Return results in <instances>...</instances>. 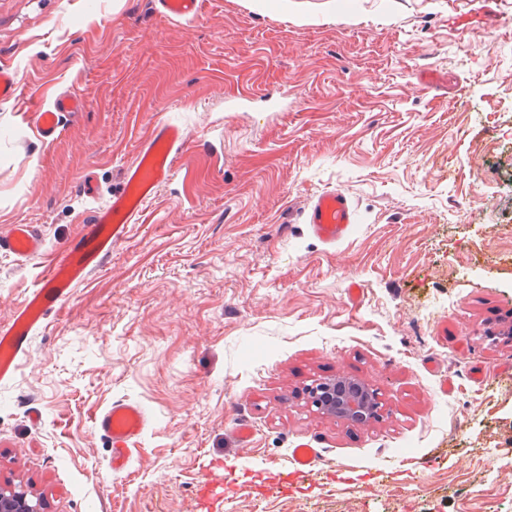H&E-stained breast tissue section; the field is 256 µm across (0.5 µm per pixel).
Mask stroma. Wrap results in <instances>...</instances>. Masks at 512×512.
Here are the masks:
<instances>
[{"instance_id": "stroma-1", "label": "stroma", "mask_w": 512, "mask_h": 512, "mask_svg": "<svg viewBox=\"0 0 512 512\" xmlns=\"http://www.w3.org/2000/svg\"><path fill=\"white\" fill-rule=\"evenodd\" d=\"M510 16L512 0H206L178 22L150 0H0L24 101L87 98L49 145L0 103V228L40 225L56 251L97 205L85 174L109 188L156 122L188 134L0 385V486L45 512H197L230 469L212 512H512ZM240 92L287 107L227 111ZM331 189L361 216L333 248L288 220ZM46 263L0 253V322ZM339 373L375 390L378 420L313 406ZM117 399L151 425L115 474L91 418ZM302 442L328 479L264 492Z\"/></svg>"}]
</instances>
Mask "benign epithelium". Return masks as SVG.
<instances>
[{"instance_id":"7a95c632","label":"benign epithelium","mask_w":512,"mask_h":512,"mask_svg":"<svg viewBox=\"0 0 512 512\" xmlns=\"http://www.w3.org/2000/svg\"><path fill=\"white\" fill-rule=\"evenodd\" d=\"M313 405L353 424H366L373 419L377 396L362 381L339 375L322 382L321 389H310ZM0 512H45L40 500L29 497L22 488H0Z\"/></svg>"}]
</instances>
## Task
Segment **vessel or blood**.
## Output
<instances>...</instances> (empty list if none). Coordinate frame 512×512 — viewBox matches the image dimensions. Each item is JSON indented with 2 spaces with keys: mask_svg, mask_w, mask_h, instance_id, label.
Returning a JSON list of instances; mask_svg holds the SVG:
<instances>
[{
  "mask_svg": "<svg viewBox=\"0 0 512 512\" xmlns=\"http://www.w3.org/2000/svg\"><path fill=\"white\" fill-rule=\"evenodd\" d=\"M151 4L161 17L189 21L199 16L204 0H151ZM20 99L17 72L0 65V102L16 104ZM84 105L81 94H56L45 108L29 116L35 138L43 143L58 139L63 131V118L82 111ZM186 141L182 127L168 121L158 123L141 141L132 161L123 166L111 191H102L96 181L85 179L84 194L91 199L103 195L107 201L90 212L80 233L67 239L44 266L25 301L14 309L8 321L0 323L1 383L13 379L20 361L30 352L32 337L51 313L104 265L159 187L173 178L177 155ZM302 217L311 233L330 247L348 239L358 222L351 198L340 189L315 195L303 209ZM44 247L45 239L35 225L12 224L7 231H0V251L11 254L18 264L39 257ZM150 424L145 407L133 400L114 401L94 414L93 425L109 449L111 472L119 473L129 467L133 447ZM292 458L296 475L312 483L320 481L323 469L316 449L299 444L293 448Z\"/></svg>",
  "mask_w": 512,
  "mask_h": 512,
  "instance_id": "b4317fda",
  "label": "vessel or blood"
}]
</instances>
